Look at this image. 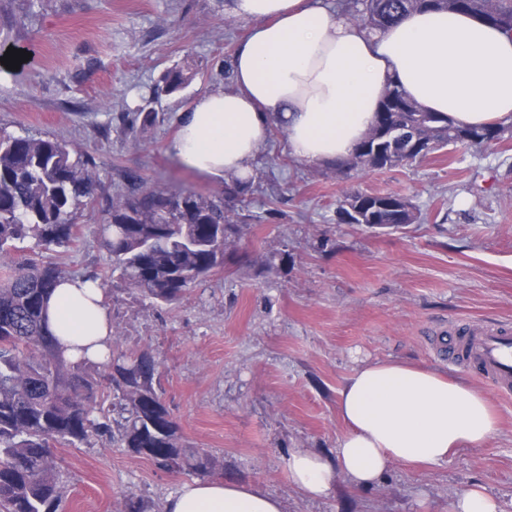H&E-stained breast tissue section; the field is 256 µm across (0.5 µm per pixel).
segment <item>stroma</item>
<instances>
[{
    "instance_id": "1",
    "label": "stroma",
    "mask_w": 512,
    "mask_h": 512,
    "mask_svg": "<svg viewBox=\"0 0 512 512\" xmlns=\"http://www.w3.org/2000/svg\"><path fill=\"white\" fill-rule=\"evenodd\" d=\"M225 0H0V46H32L24 71L0 64V130L57 139L97 165L96 202L79 239L51 256L70 276L99 274L120 349L150 350L182 437L223 458L224 476L281 498L286 512H449L482 486L512 512V397L438 360L451 322L512 325V123L497 143L448 146L391 170L335 175L288 154L271 134L255 162L242 225L224 265L170 305L152 306L112 273L98 244L107 199L133 174L172 191L223 196L168 154L176 113L228 85L224 64L249 33ZM190 76L160 97L168 69ZM156 113L151 126L135 116ZM395 193L421 213L406 232L340 224L353 191ZM400 359L448 374L489 399L496 430L480 448L425 468L395 464L370 487L338 476L332 495L293 486L295 449L332 457L345 426L338 393L361 364ZM63 512H120L130 497L162 507L186 481L109 439L56 446Z\"/></svg>"
}]
</instances>
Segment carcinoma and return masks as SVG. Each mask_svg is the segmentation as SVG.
I'll use <instances>...</instances> for the list:
<instances>
[{
  "label": "carcinoma",
  "mask_w": 512,
  "mask_h": 512,
  "mask_svg": "<svg viewBox=\"0 0 512 512\" xmlns=\"http://www.w3.org/2000/svg\"><path fill=\"white\" fill-rule=\"evenodd\" d=\"M343 12L380 32L409 12L437 8L471 12L512 33V0H344ZM188 77L167 70L155 92L174 93ZM414 129L443 148L499 140L502 127L456 126L423 110L397 88L389 90L375 124ZM421 159L402 146L391 149L388 168ZM93 162L46 136L0 133V512H62L64 485L52 448L89 445L108 435L112 442L167 472L224 474V463L182 438L160 387L155 356L148 350L110 347L103 362L72 361L48 328L45 304L68 273L50 257L9 261L16 242L27 238L48 250L77 240V216L92 206ZM250 186L231 176L224 197L172 192L131 178V186L107 203L100 245L117 272L152 305L178 302L197 282L224 265L239 225L233 202ZM347 195L336 210L340 224L361 221ZM370 229L406 228L393 209H379L363 222ZM121 417L112 430L109 413Z\"/></svg>",
  "instance_id": "1"
}]
</instances>
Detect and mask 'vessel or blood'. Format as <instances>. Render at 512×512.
<instances>
[{"label": "vessel or blood", "instance_id": "1", "mask_svg": "<svg viewBox=\"0 0 512 512\" xmlns=\"http://www.w3.org/2000/svg\"><path fill=\"white\" fill-rule=\"evenodd\" d=\"M433 349L490 382L501 396L512 395V328L457 321L437 330Z\"/></svg>", "mask_w": 512, "mask_h": 512}]
</instances>
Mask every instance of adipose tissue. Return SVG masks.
Masks as SVG:
<instances>
[{
	"label": "adipose tissue",
	"mask_w": 512,
	"mask_h": 512,
	"mask_svg": "<svg viewBox=\"0 0 512 512\" xmlns=\"http://www.w3.org/2000/svg\"><path fill=\"white\" fill-rule=\"evenodd\" d=\"M253 20L230 65V84L203 91L177 114L168 150L203 175L251 179L275 125L303 164L348 160L390 87L459 126L512 122V35L446 9L408 13L373 33L320 0H231ZM50 330L68 357L98 358L112 340L101 289L85 277L55 289ZM347 426L335 458L297 449L286 465L308 497H329L337 474L373 485L391 464L434 465L479 448L495 430L488 398L447 374L402 360L361 365L339 393ZM164 512H285L283 501L237 481L191 480Z\"/></svg>",
	"instance_id": "1"
}]
</instances>
